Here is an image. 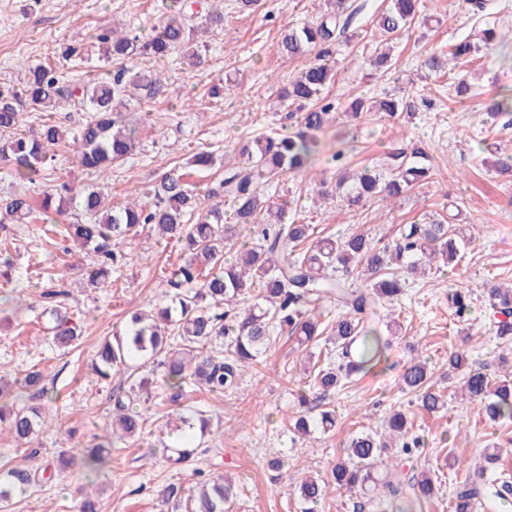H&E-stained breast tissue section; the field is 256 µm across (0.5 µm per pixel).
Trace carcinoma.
Segmentation results:
<instances>
[{
    "label": "carcinoma",
    "mask_w": 512,
    "mask_h": 512,
    "mask_svg": "<svg viewBox=\"0 0 512 512\" xmlns=\"http://www.w3.org/2000/svg\"><path fill=\"white\" fill-rule=\"evenodd\" d=\"M311 23L283 31L281 52L290 57H309L308 64L288 82L282 97L296 106L294 131L284 136L262 135L241 145V160L224 168L219 185L205 195L194 192L176 170L163 174L151 189L152 203L128 201L110 209L102 206L112 167L122 165L137 147L138 131L126 123L123 108L138 96L152 98L162 86V74L136 68V63L162 60L182 53L194 66L203 64L196 41L197 28L186 23L184 0H170L166 12L147 34L119 31L100 25L93 39L99 57L116 66V72H96L79 86L64 83L58 72L42 64L24 67V77L16 85H0V163L16 181L45 188L41 211L34 212L25 195L0 198V224H28L40 220L55 223L50 209L63 215V203L79 197L80 218L65 225L66 237L93 253L94 260L85 269L87 285L103 288L109 283L118 263V248L123 239L143 225H153L162 236L180 244L186 257L171 267L156 301L147 315L131 316L122 331L103 343L97 352L93 371L102 379L112 371L128 374V395H113L112 431L91 449H73L58 454L54 471H68L76 457L96 471L105 464L108 448L116 442L139 436L147 423L146 414L134 408L141 392L144 402L152 399L148 391L154 374L151 364L162 357L165 401L175 404L186 388L201 384L212 393L238 388L246 368L259 362L270 348L274 335L297 337L301 346L323 335L319 303L334 300L345 313L328 322L340 362L312 368L310 388L319 404L315 414L300 418L297 430L306 434L314 426L327 433L336 426V412L322 399L366 373L382 360L386 347L373 324L379 309L401 292L406 279L425 261L442 257L443 263L458 264L469 244L476 241L453 224L433 219L425 224H404L393 249L380 247L361 233L320 237L311 224L285 222V207L274 201L275 194L265 191L263 183L287 173L305 170L319 149L320 134L333 119L334 103L324 92L335 77L334 47L346 33L352 15L350 0H327ZM417 0H387L376 20L387 43L375 47L372 65L389 73L393 70L394 46L391 41L415 23ZM71 105L92 117L73 136L47 117L36 129L27 127L25 114L32 111L55 112ZM401 103L387 95L368 102L360 96L352 99L350 115L359 118L372 112L395 119ZM72 147L77 163L100 178V183L79 193L50 184V150L61 144ZM217 162L212 152L192 153L187 165L210 169ZM433 165L429 155L416 144L397 149L388 156L385 170L365 169L353 176L336 179L335 193L342 202L357 206L368 200L388 202L411 190L432 183ZM229 211H224V207ZM255 230L256 238L238 259L229 253L238 247L237 230ZM357 276L366 282L352 288L348 279ZM489 298L501 315L496 334L512 336V289L497 285L489 289ZM469 291L448 293V302L458 318L469 309ZM51 339L67 348L78 339L80 327L69 313L50 307ZM230 348L224 359L212 345ZM451 368L463 372V388L479 404L489 421H512V380L491 383L487 375L468 362L465 352L453 351L448 357ZM43 375L31 371L6 387L0 385V431H8L20 444L33 440L52 418L41 407L19 405L16 399L28 389L44 396ZM404 388L415 394L428 412L445 406L444 395L435 388L425 362L418 359L402 373ZM178 425L170 428L164 415L170 458L183 464L193 457L196 433H205L208 420L193 409L176 414ZM386 445L371 432L351 438L347 459L338 461L330 471V481L309 477L299 490L303 512H316L329 487L336 490L357 488L368 494L379 484L375 469ZM36 475L15 467L0 473V504L8 503L34 482ZM233 496V488L220 475L201 485L193 495L190 512H224V502ZM512 496V485L479 478L465 482L456 491L452 512H473L481 497L495 502Z\"/></svg>",
    "instance_id": "carcinoma-1"
}]
</instances>
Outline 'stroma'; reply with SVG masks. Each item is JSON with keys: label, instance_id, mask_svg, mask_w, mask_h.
I'll list each match as a JSON object with an SVG mask.
<instances>
[{"label": "stroma", "instance_id": "obj_1", "mask_svg": "<svg viewBox=\"0 0 512 512\" xmlns=\"http://www.w3.org/2000/svg\"><path fill=\"white\" fill-rule=\"evenodd\" d=\"M234 3L223 2L221 30L201 33L210 44L202 67H190L177 55L154 62L165 77L159 95L130 101L126 115L138 127L139 147L112 170L111 204L148 192L164 172L184 166L192 149L234 161L240 142L289 130L290 108L280 90L305 61L283 57L279 34L313 19L311 0H261L253 12L238 11ZM352 3L355 14L336 53L335 80L326 91L335 104V119L321 134L307 172L276 179L279 196L296 200L300 215L321 235L355 230L390 245L400 225L441 215L462 229L476 225V245L454 267L429 278L410 277L403 295L381 310L382 321L395 320L399 326L384 335L388 347L380 365L327 396L336 408L334 433L316 430L302 439L294 432L295 419L305 413L296 398L306 380L305 355L294 340L282 336L247 369L238 389L220 395L200 386L186 393L184 404L212 418L211 432L197 441L190 467H174L163 457L157 446L159 423L151 416L144 435L119 442L100 470L33 482L4 512H74L77 500L87 495L101 503L103 512H186L188 496L217 474L234 487L226 512H301V478L311 472L328 476L332 464L344 458L353 434L387 435L388 421L397 412L406 416L411 434L425 437L426 447L407 454L392 443L384 487L368 497L329 490L317 512H399L406 505L412 512H450L456 488L474 477L486 449L494 446L501 450L495 476L512 482V422H489L463 395L461 372L448 365L449 353L462 348L474 367L499 381L512 361V341L498 338V315L484 288L489 281L512 286V173L491 165L496 151L512 154V121L490 109L494 98L512 89V0H487L486 10L476 17L467 0H421L422 13L437 22L399 38L397 62L388 74L368 64L380 40L372 19L383 0ZM162 11V0H0V82L16 83L25 61L51 65L67 82L82 80L97 64L91 36L99 23L147 32ZM489 27L505 33V40L481 47L471 62L448 66L446 72L422 68L429 51H446L455 41H479ZM458 73L471 77L462 95L450 86ZM225 80L234 83L232 94L222 103L212 102L211 87ZM385 92L425 95L435 105L419 110L408 124L347 117L350 95ZM406 130L428 152L436 169L434 184L406 194L383 212L371 201L348 208L318 200L321 180L336 179L341 167L357 171L382 164ZM338 151L344 154L340 166L331 161ZM4 248L12 266L0 275V378L12 381L41 371L54 421L29 449L0 433V470L21 466L41 472L61 450L93 446L110 429V397L122 378L97 380L92 362L98 346L132 312L148 310L163 271L181 263L183 255L173 241L144 228L123 243L124 260L111 276V287L96 289L83 284L82 266L89 261L84 250L69 246L43 223L0 224ZM56 284L67 290L65 304L82 330L65 354L48 339L41 298ZM453 288L473 291L466 322H458L448 308ZM416 357L427 360L447 399L438 412L423 410L401 386L403 369ZM274 459L283 461L282 471L271 469ZM423 473L433 480L435 493L419 502L412 483ZM171 485L178 493L170 498L166 489Z\"/></svg>", "mask_w": 512, "mask_h": 512}]
</instances>
